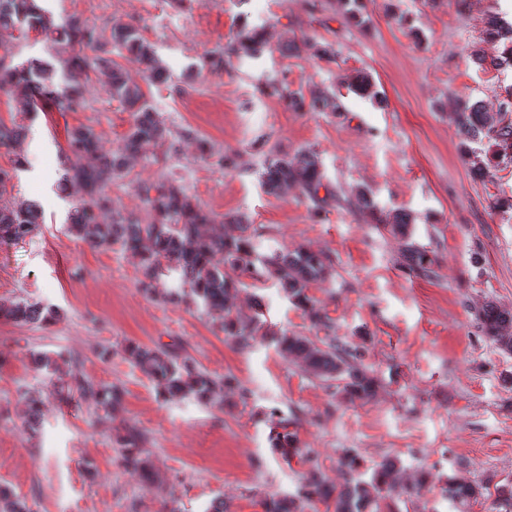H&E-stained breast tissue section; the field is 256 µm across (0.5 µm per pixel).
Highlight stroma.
Segmentation results:
<instances>
[{"label": "stroma", "mask_w": 512, "mask_h": 512, "mask_svg": "<svg viewBox=\"0 0 512 512\" xmlns=\"http://www.w3.org/2000/svg\"><path fill=\"white\" fill-rule=\"evenodd\" d=\"M55 21L76 17L110 38L115 23H134L153 43L166 72L150 80L137 62L121 64L171 130L175 149L158 162L133 160L108 192L117 209L142 216L137 190L160 176L178 180L214 213L251 226L257 254L300 246L324 251L331 276L309 294L330 319L337 341L366 349L380 380L367 399L345 400L283 355L276 338L288 330L313 336L307 312L271 280L244 278L237 311L257 319L261 335L238 344L203 307L165 303L139 288L138 257L91 247L67 230L79 198L63 188L67 133L95 128L104 150L124 143L131 115L102 80L89 85L82 112L48 108L29 115L15 94L0 91V122L23 124L15 151L0 149V168L24 166L0 191V205L35 203L39 224L25 240L0 244V303L28 301L58 309L51 324L0 317V485L29 512H263L262 501L295 494L307 466L274 448L278 423L313 449L327 481L343 486L339 455L352 449L361 479L397 459L402 483L418 496L381 499L380 512H491L512 485V355L483 336L474 311L493 300L512 310V163L495 177L472 171L473 142L457 131L463 101L496 106L512 90V68L474 64L471 49L496 55L485 23L512 21V0H38ZM408 16L410 26L400 25ZM261 29V56L232 58L223 71L204 58L240 34ZM310 36L333 52L316 57L290 42ZM368 74L382 99L358 95ZM335 96L336 112L287 109L269 84ZM237 154L222 168L201 155L198 140ZM310 148L333 190L320 216L296 191L267 193L271 151ZM367 192L375 212L362 209ZM409 214L413 238L435 256L430 274L409 269L401 245L376 216ZM174 344L202 370L240 382L223 406L194 397L160 398L130 361L129 343ZM55 356L50 368L34 357ZM117 386L113 417L92 398H77L73 376ZM41 400L29 430L28 397ZM143 436L145 473L127 471L115 438L125 424ZM483 486L484 495L456 501L450 480Z\"/></svg>", "instance_id": "35a3bbf8"}]
</instances>
